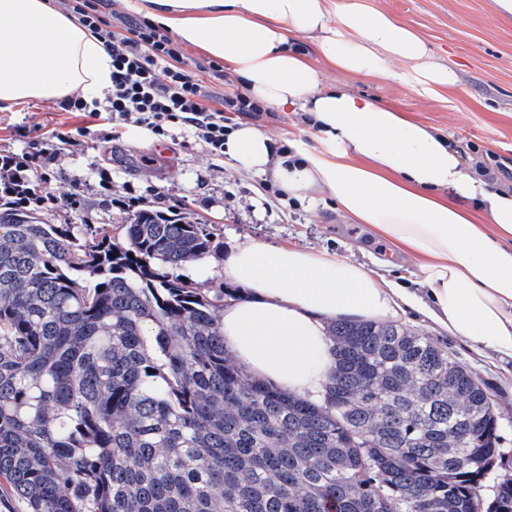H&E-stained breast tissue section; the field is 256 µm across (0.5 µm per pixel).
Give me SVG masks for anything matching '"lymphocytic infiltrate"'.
Segmentation results:
<instances>
[{
    "mask_svg": "<svg viewBox=\"0 0 512 512\" xmlns=\"http://www.w3.org/2000/svg\"><path fill=\"white\" fill-rule=\"evenodd\" d=\"M77 21L97 35L111 55L112 85L100 101H87L77 92L67 95L61 102L65 111L102 116L115 127L131 122L159 135L166 126L185 123L194 127L208 154L220 158L228 132L226 113L259 109L242 94L225 96L220 107L211 106L213 90L180 64V47L147 22H133L126 35L108 28L95 12L78 10ZM41 160L38 150L21 156L0 149V204L46 210L58 206L59 196L38 190L31 179Z\"/></svg>",
    "mask_w": 512,
    "mask_h": 512,
    "instance_id": "f902f5d3",
    "label": "lymphocytic infiltrate"
}]
</instances>
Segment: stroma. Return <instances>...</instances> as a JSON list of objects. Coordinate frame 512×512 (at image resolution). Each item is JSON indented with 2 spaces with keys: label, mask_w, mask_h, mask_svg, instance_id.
<instances>
[{
  "label": "stroma",
  "mask_w": 512,
  "mask_h": 512,
  "mask_svg": "<svg viewBox=\"0 0 512 512\" xmlns=\"http://www.w3.org/2000/svg\"><path fill=\"white\" fill-rule=\"evenodd\" d=\"M375 7L406 21L427 43L434 62L458 77L455 90L419 94L399 79L350 74L322 66L324 87L341 88L405 112L467 149L495 156L512 167V18L503 17L495 0H371ZM46 130L67 133L75 146L48 160L38 178L49 190L77 188V205L50 212L57 224H124L133 210L116 208L110 194L140 198L141 208L158 209L212 225L225 247L258 241L334 253L371 265L385 245L363 225L340 213L333 199L323 198L304 208L283 202L267 191L256 175L238 169L232 160L209 159L194 131L186 126L156 135L121 132L106 140L97 119L66 112L58 99H33L0 110V148L28 151L27 138L13 125L23 118ZM274 144L291 139L314 144L315 137L300 114L267 110L251 118ZM397 325L428 336L466 371L493 400L503 457L489 473L494 485L512 474V358L477 354L425 319L407 311Z\"/></svg>",
  "instance_id": "35a3bbf8"
}]
</instances>
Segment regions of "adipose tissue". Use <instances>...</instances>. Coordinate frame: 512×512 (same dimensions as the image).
<instances>
[{"mask_svg":"<svg viewBox=\"0 0 512 512\" xmlns=\"http://www.w3.org/2000/svg\"><path fill=\"white\" fill-rule=\"evenodd\" d=\"M133 10L185 44L228 61L249 97L301 113L315 146L292 140L274 152L246 123L226 137L237 166L267 178L301 205L328 195L390 251L418 259L420 289L386 280L350 260L260 242L233 248L220 264L241 288L225 300L224 347L256 381L321 400L334 366L327 328L339 320H383L406 310L479 354L512 357V188L481 175L448 137L405 113L322 85L298 45L313 42L331 67L390 76L391 60L413 63L417 93L455 88V73L431 62L426 42L370 4L344 0H130ZM102 41L48 0H0V106L60 98L112 85Z\"/></svg>","mask_w":512,"mask_h":512,"instance_id":"1","label":"adipose tissue"}]
</instances>
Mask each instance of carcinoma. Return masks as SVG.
<instances>
[{
    "mask_svg": "<svg viewBox=\"0 0 512 512\" xmlns=\"http://www.w3.org/2000/svg\"><path fill=\"white\" fill-rule=\"evenodd\" d=\"M0 205V494L28 512H512L482 385L427 336L338 320L320 402L224 350L207 225Z\"/></svg>",
    "mask_w": 512,
    "mask_h": 512,
    "instance_id": "cac0c4a2",
    "label": "carcinoma"
}]
</instances>
